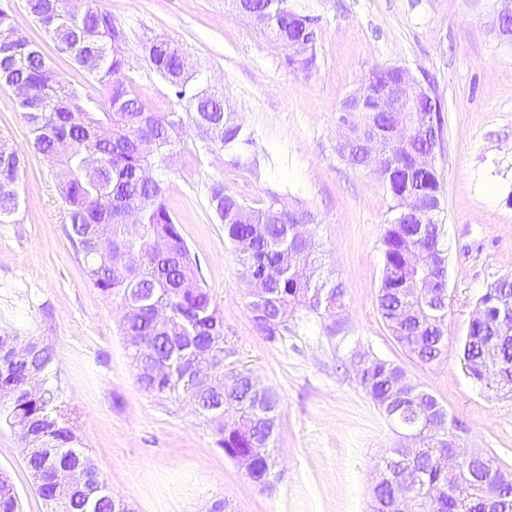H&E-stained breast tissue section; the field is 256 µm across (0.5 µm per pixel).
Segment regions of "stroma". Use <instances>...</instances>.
Here are the masks:
<instances>
[{"label": "stroma", "instance_id": "obj_1", "mask_svg": "<svg viewBox=\"0 0 512 512\" xmlns=\"http://www.w3.org/2000/svg\"><path fill=\"white\" fill-rule=\"evenodd\" d=\"M308 2L319 26L316 65L305 72L288 66L287 50L260 26L228 16L224 0H93L122 23L129 74L151 108L187 110L143 60V43L165 36L223 93L254 131L253 152L272 165L262 178L234 168L222 150L202 149L187 127L167 188L223 312L235 362L281 396L279 477L266 489L216 446L189 408L137 385L117 304L89 282L64 234L65 208L48 164L31 147L14 91L0 88V134L25 159L16 220L0 224V334L53 346L83 446L132 512H205L218 500L231 512H368L379 464L397 435L356 377L349 354L357 348L403 366L467 422V449L494 453L512 471V396L488 399L458 356L479 296L512 275V44L487 31L496 0ZM385 66L430 83L443 104L436 169L445 190L439 219L448 245V353L434 366L410 358L377 312L381 240L393 215L382 185L338 153L345 99ZM216 182L253 207L274 191L313 213L308 230L322 250V276L345 289L344 339L326 336L316 320L279 344L255 329L237 258L208 210ZM20 448L0 419V472L14 482L22 512H45Z\"/></svg>", "mask_w": 512, "mask_h": 512}]
</instances>
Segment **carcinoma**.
I'll return each mask as SVG.
<instances>
[{
	"label": "carcinoma",
	"instance_id": "cac0c4a2",
	"mask_svg": "<svg viewBox=\"0 0 512 512\" xmlns=\"http://www.w3.org/2000/svg\"><path fill=\"white\" fill-rule=\"evenodd\" d=\"M32 21L44 32L56 53L68 57L103 90L97 98L83 88L61 81L47 88L43 83L49 57L42 44L15 26L8 11L0 9V86L16 81L28 87V96L18 101L29 128L33 150L50 163L67 210L64 232L86 269L92 285L109 300L128 308L120 320L122 336H138L141 344L127 350L140 387L182 404L188 403L206 415L219 404L234 412L224 428L211 431L224 454L238 460L259 487L276 478L273 442L277 432L280 400L273 390L255 400L250 387L252 372L227 362L219 370L223 380L219 395L206 399L188 382L194 360L225 347L224 316L207 288L200 264L183 238L166 199L167 176L177 163L174 138L185 125L209 149L217 147L229 156L231 165L253 175L262 174L260 158L248 152L254 133L239 123L227 109L222 94L197 76L189 55L165 37H156L142 47L151 71L160 76L174 94L187 102L188 112H154L140 98L132 80L113 81V73L125 71L128 61L123 47V26L111 13L89 5L74 17L62 18L55 0H26ZM230 16H259L276 40L292 36L304 43L303 52L287 60L289 66L309 71L317 60L316 19L305 5L289 0H224ZM431 114L432 126L443 135V107L421 100ZM375 116L364 113L353 122V142L340 155L353 168H362L359 139ZM380 149L394 159L391 171L377 176L389 196V211L402 213V200L414 192L423 198H441L435 175L411 169L404 149L392 140ZM23 160L10 138L0 135V223L12 222L19 206L18 187ZM209 208L224 225V238L237 254L242 277L275 267L278 277L263 298L252 297L248 311L257 331L269 343L283 341L317 318L330 337L340 328L338 310L344 307L345 291L337 283L314 281L318 244L311 236L300 238L293 224L301 216L314 221L303 207H285L272 194L262 207L245 205L215 183L208 191ZM132 216L142 233L131 238L125 219ZM112 229V251L126 261L115 265L112 255L96 250L102 227ZM412 224L392 220L382 238V278L377 298L378 313L402 348L424 365L441 361L448 352L443 324L448 313V255L444 224L439 212L416 232ZM483 316L470 322L460 346V360L469 378L489 397L512 394V384L500 369L512 367V337L504 336L495 360L486 358V340L495 333L492 321L512 329V278L491 283L477 302ZM34 365L42 368L45 391L35 399L19 397L31 368L0 364V396L13 400L5 412L25 423L21 433L22 457L46 512H120V502L106 480L79 446L74 420L52 377L53 347L35 341ZM368 368L361 387L383 416L394 413L401 425L420 431L419 444L409 449L397 443L383 458L372 487V512H512V497L503 502L498 493L512 491V477L498 459L488 453L459 455L458 469L448 472L450 447L464 444L467 423L448 411L436 396L399 377L406 376L398 364L368 355ZM171 364L167 379L157 384L148 373L154 360ZM57 449L52 463L68 469L77 463L89 465L90 478L82 490L48 480H35L44 468L41 447ZM0 512H19V494L10 478L0 476Z\"/></svg>",
	"mask_w": 512,
	"mask_h": 512
}]
</instances>
